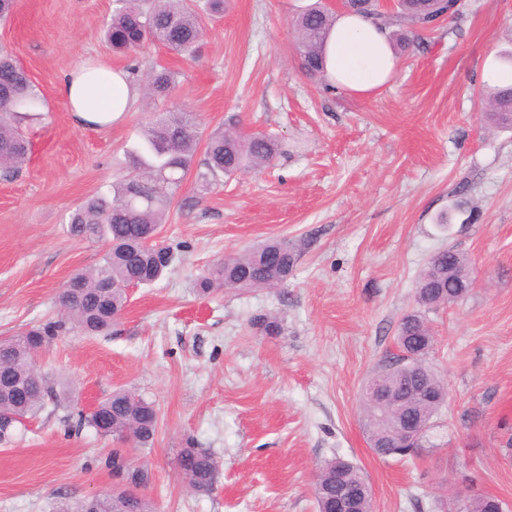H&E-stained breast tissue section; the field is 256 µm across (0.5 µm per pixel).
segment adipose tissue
Wrapping results in <instances>:
<instances>
[{
    "label": "adipose tissue",
    "instance_id": "1",
    "mask_svg": "<svg viewBox=\"0 0 512 512\" xmlns=\"http://www.w3.org/2000/svg\"><path fill=\"white\" fill-rule=\"evenodd\" d=\"M324 81L359 95L370 94L394 77L398 58L389 30L344 13L325 40ZM59 93L73 120L81 126H108L123 120L137 92L125 71L89 58L63 80Z\"/></svg>",
    "mask_w": 512,
    "mask_h": 512
}]
</instances>
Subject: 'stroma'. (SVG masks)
Segmentation results:
<instances>
[{"instance_id": "stroma-1", "label": "stroma", "mask_w": 512, "mask_h": 512, "mask_svg": "<svg viewBox=\"0 0 512 512\" xmlns=\"http://www.w3.org/2000/svg\"><path fill=\"white\" fill-rule=\"evenodd\" d=\"M311 2L227 0L193 62L153 44L115 54L99 34L114 0H16L0 23V49L45 98L29 161L0 175V336L56 315L72 274L99 263L103 244L70 236V217L127 174L150 113L193 112L204 141L233 123L280 143L267 168L209 190L187 175L157 238L177 255L172 269L131 291L108 334L73 331L41 354L65 394L0 444V512L112 491L116 450L152 472L157 512H317L314 474L334 457L362 469L373 512H445L461 494L512 512V129L489 124L482 99L486 61L512 67V0H466L462 19L402 55L368 97L301 72L294 19ZM88 56L136 68L137 87L168 67L175 86L139 95L119 125L78 127L59 85ZM463 182L467 212L452 206ZM276 237L303 245L285 285L199 293L210 266ZM450 245L470 257L474 284L425 313L426 362L448 401L419 456L381 458L363 428V385L396 353L420 270ZM263 314L279 332L252 326ZM120 387L157 409L152 447L77 428ZM186 447L215 456L212 494L188 491L176 465Z\"/></svg>"}]
</instances>
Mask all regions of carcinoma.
<instances>
[{
	"label": "carcinoma",
	"instance_id": "obj_1",
	"mask_svg": "<svg viewBox=\"0 0 512 512\" xmlns=\"http://www.w3.org/2000/svg\"><path fill=\"white\" fill-rule=\"evenodd\" d=\"M345 11L371 19L391 30L397 52L424 42L435 31L432 22L453 20L463 15L462 0H397L392 12L381 9L379 0H344ZM224 13V0H118L103 29L104 38L116 53L127 54L144 42L158 43L187 59L197 57L204 37L203 19ZM336 15L317 2L295 20L296 52L301 69L310 78L323 76V46ZM174 83V73L166 68L151 69L146 76V93L164 97ZM488 119L497 127L512 128V88H503L489 97ZM43 97L13 55L0 53V172L10 174L30 158L31 144L20 128V119H37ZM199 146L192 114L161 111L150 115L143 143L132 156L137 173L113 186V195L87 198L71 215L68 231L81 239L107 245L101 262L89 272H79L84 289L55 319L21 329L0 338V441L15 430L13 419H31L58 399L47 378L38 375L34 356L38 347L74 330L97 336L112 328L113 315L128 302L132 284L159 280L174 260L168 247L147 241L164 223L166 209L193 164ZM279 152V142L269 134H242L227 130L212 136L206 144L203 170L197 180L209 188L222 175L268 166ZM300 248L281 238H269L252 249L224 258L208 268L200 280L204 293L231 288L248 291L276 288L293 275ZM470 258L450 246L433 254L421 270L416 285V302L432 309L462 301L470 292ZM396 341L401 354L388 358L368 377L364 388L376 389L396 398L404 395L415 403L412 418L429 427L448 397V390L426 364L434 336L425 319L405 315ZM365 428L371 449L380 457L406 456L417 447L405 443L390 426L371 420L377 411L371 397L364 400ZM112 418V437L140 448L154 444L159 417L154 406L126 389H116L91 413L80 416L78 427L97 429V416ZM176 463L189 490L196 495L213 492L218 464L213 455L199 448H183ZM366 478L353 463L328 459L316 476V500L326 504L344 489L359 490ZM113 501L102 496L97 501L64 500L54 512H114ZM466 512H503L499 499L483 496L472 499Z\"/></svg>",
	"mask_w": 512,
	"mask_h": 512
}]
</instances>
